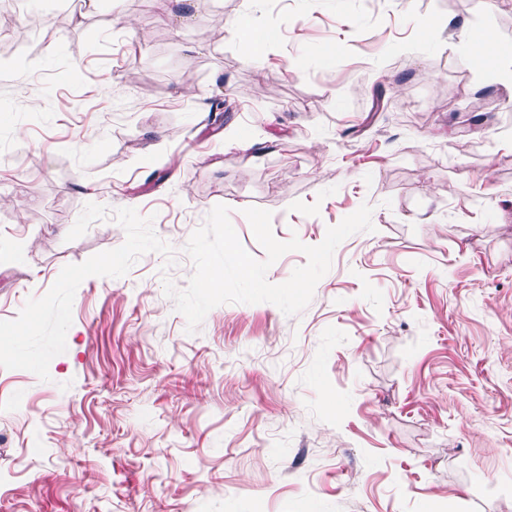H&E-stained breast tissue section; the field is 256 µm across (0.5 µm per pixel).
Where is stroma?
Returning <instances> with one entry per match:
<instances>
[{
    "label": "stroma",
    "instance_id": "stroma-1",
    "mask_svg": "<svg viewBox=\"0 0 512 512\" xmlns=\"http://www.w3.org/2000/svg\"><path fill=\"white\" fill-rule=\"evenodd\" d=\"M0 28V512H512V0H20ZM270 34L245 56L218 20ZM430 24L421 34L417 23ZM309 305L164 293L218 204ZM475 30L463 28L455 36L453 48L459 50L467 59L475 63V59L483 52V46L474 36Z\"/></svg>",
    "mask_w": 512,
    "mask_h": 512
}]
</instances>
